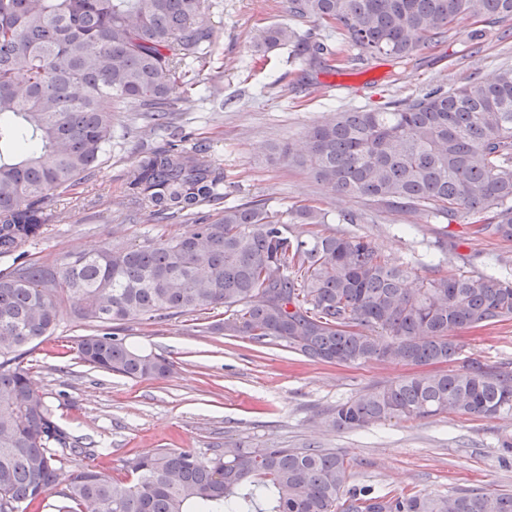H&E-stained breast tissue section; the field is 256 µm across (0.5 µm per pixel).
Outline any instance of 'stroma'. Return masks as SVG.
<instances>
[{
  "mask_svg": "<svg viewBox=\"0 0 512 512\" xmlns=\"http://www.w3.org/2000/svg\"><path fill=\"white\" fill-rule=\"evenodd\" d=\"M201 19L213 30L211 52L194 90L183 85L172 90L181 105L171 122L187 145L207 147L221 164L225 202H257L280 213L304 204L331 213L344 208L360 221L342 225V232L366 235L379 252L412 263L422 277L430 260L468 273L512 258V240L473 238L465 217L450 223L380 209L361 198L338 201L307 169L288 164L277 152L278 145L300 143L311 125L333 113L380 110L492 77L512 64L511 18L483 24L478 38L463 20L407 61L379 55L346 70L298 57L290 45L255 55L252 34L272 24L290 23L299 33L336 44L335 29L292 20L286 0H205ZM167 139L166 133L144 127L138 113H116L107 159L76 193L53 197L52 210L66 220L49 224L43 239L24 246L26 259L50 262L68 251H95L109 242L138 244L184 231L183 219L150 224L131 218L125 207L133 162ZM441 236L453 250L435 248ZM224 318L219 308L129 324L123 334L127 344L173 364L165 378L136 381L82 362L76 343L88 328L64 313L53 336L31 347L23 364L60 427L102 450L65 461V468L88 464L126 485L133 480L126 460L159 448H185L205 460L229 441L273 442L341 453L350 463L349 485L383 493L512 490V452L501 446L512 439V418L435 416L332 429L328 418L337 404L415 375L417 367L378 360L340 366L312 362L280 342L261 346L214 331ZM458 340L463 356L512 366V321L460 333Z\"/></svg>",
  "mask_w": 512,
  "mask_h": 512,
  "instance_id": "35a3bbf8",
  "label": "stroma"
}]
</instances>
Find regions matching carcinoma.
<instances>
[{
  "mask_svg": "<svg viewBox=\"0 0 512 512\" xmlns=\"http://www.w3.org/2000/svg\"><path fill=\"white\" fill-rule=\"evenodd\" d=\"M203 4L0 0V257L14 258L0 270V512H38L53 493L55 512H512V491H347L346 457L315 447L226 444L207 461L160 448L126 461L128 485L88 466L65 469L66 457L102 449L59 427L21 349L53 335L67 299L86 324L111 328L80 337L79 358L134 380L162 378L172 363L129 348L118 335L126 324L219 307L224 335L281 341L335 365L448 364L461 350L458 331L512 320V279L436 265L420 277L367 237L328 231V212L314 205L284 216L248 202L212 221L199 216L224 198V168L175 138L142 152L126 198L150 222L195 216L187 230L51 263L23 259L19 249L56 218L48 202L102 164L117 108L165 127L171 86L190 82L213 44L198 23ZM288 13L329 24L366 55L406 60L459 19L512 18V0H288ZM290 42L307 57L324 50L288 24L263 28L253 47ZM278 152L341 201L450 223L470 216L473 234L512 239V65L385 111L338 112ZM294 224L309 226V239ZM458 415L512 418V369L469 358L340 403L329 422L353 430Z\"/></svg>",
  "mask_w": 512,
  "mask_h": 512,
  "instance_id": "cac0c4a2",
  "label": "carcinoma"
}]
</instances>
